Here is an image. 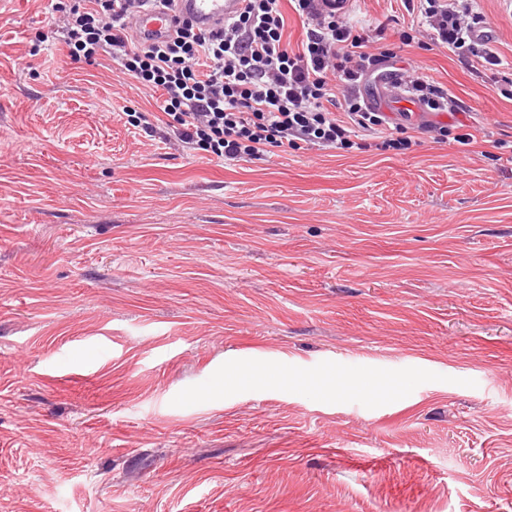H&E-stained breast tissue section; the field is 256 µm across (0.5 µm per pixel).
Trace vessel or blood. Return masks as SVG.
<instances>
[{
  "label": "vessel or blood",
  "instance_id": "vessel-or-blood-1",
  "mask_svg": "<svg viewBox=\"0 0 512 512\" xmlns=\"http://www.w3.org/2000/svg\"><path fill=\"white\" fill-rule=\"evenodd\" d=\"M244 7L243 0H176L174 9H148L132 20L139 39L164 40L175 19L191 22L196 28L209 31L220 27Z\"/></svg>",
  "mask_w": 512,
  "mask_h": 512
}]
</instances>
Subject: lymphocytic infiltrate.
<instances>
[{
	"label": "lymphocytic infiltrate",
	"mask_w": 512,
	"mask_h": 512,
	"mask_svg": "<svg viewBox=\"0 0 512 512\" xmlns=\"http://www.w3.org/2000/svg\"><path fill=\"white\" fill-rule=\"evenodd\" d=\"M171 2L51 0L56 19L39 40L63 45L75 62H112L155 94L174 136L209 159L261 160L304 145L349 150L359 130L369 132L383 152L409 149L418 134L447 142V125L434 117L465 106L419 69L407 65L399 74L429 121L414 127L389 122L362 94V85L383 77L395 57L385 41L390 31L405 45L426 39L467 66L502 63L494 45L473 37L486 23L477 0H404L417 21L395 30L383 22L356 26L319 0H245L243 11L220 31L204 32L185 21L165 44L136 41L133 16ZM289 10L303 26L296 44L285 35Z\"/></svg>",
	"instance_id": "lymphocytic-infiltrate-1"
}]
</instances>
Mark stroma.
Masks as SVG:
<instances>
[{
	"instance_id": "1",
	"label": "stroma",
	"mask_w": 512,
	"mask_h": 512,
	"mask_svg": "<svg viewBox=\"0 0 512 512\" xmlns=\"http://www.w3.org/2000/svg\"><path fill=\"white\" fill-rule=\"evenodd\" d=\"M479 7L512 67V0ZM51 24L0 0V512H512L500 72L393 46L484 152L222 163Z\"/></svg>"
}]
</instances>
